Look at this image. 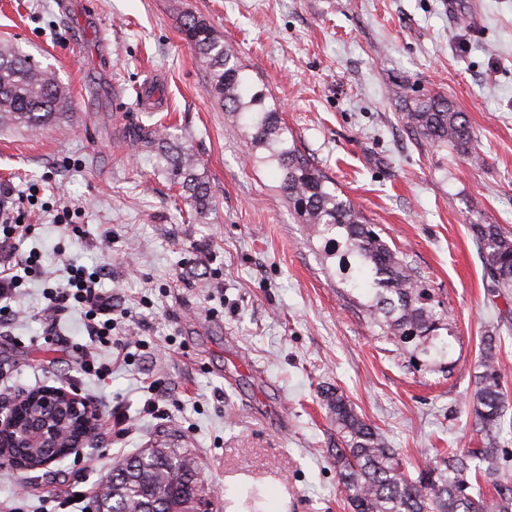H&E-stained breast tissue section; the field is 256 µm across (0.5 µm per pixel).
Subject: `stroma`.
Returning <instances> with one entry per match:
<instances>
[{
    "label": "stroma",
    "instance_id": "obj_1",
    "mask_svg": "<svg viewBox=\"0 0 512 512\" xmlns=\"http://www.w3.org/2000/svg\"><path fill=\"white\" fill-rule=\"evenodd\" d=\"M204 18L265 87L286 136L419 269L450 316L449 363L379 337L343 292L335 260L279 190L274 165L214 97L181 19ZM51 71L71 108L48 128L0 127V202L26 205L25 280L0 322V402L47 387L96 396L109 415L92 446L43 468L0 470V512L94 497L124 456L185 448L212 512H345L325 406L343 393L415 472L479 448L472 409L483 339H498L512 395V295L492 294L471 224L512 231V0H0V48ZM161 88L154 109L135 90ZM440 93L476 137L459 156L415 138L406 103ZM160 124L213 193L198 219L157 150L133 128ZM78 209L84 238L54 223ZM105 268L130 316L132 363L99 347L110 374L81 371L85 311L47 313L68 265ZM157 400L158 410L147 408ZM485 495L512 488V409Z\"/></svg>",
    "mask_w": 512,
    "mask_h": 512
}]
</instances>
